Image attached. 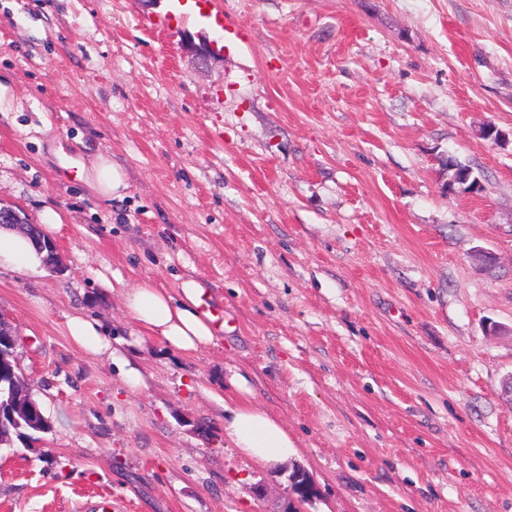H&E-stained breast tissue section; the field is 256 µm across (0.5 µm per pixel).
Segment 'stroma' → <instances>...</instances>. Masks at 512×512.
I'll list each match as a JSON object with an SVG mask.
<instances>
[{"label":"stroma","instance_id":"stroma-1","mask_svg":"<svg viewBox=\"0 0 512 512\" xmlns=\"http://www.w3.org/2000/svg\"><path fill=\"white\" fill-rule=\"evenodd\" d=\"M217 2L223 26L145 29L170 0H0V202L66 216L56 267L0 270V315L67 416L0 447V512H512V335L486 332L512 326V0ZM100 154L123 199L67 177ZM104 270L197 279L223 340L135 335ZM76 309L118 360L72 344ZM232 371L298 443L278 470L224 434Z\"/></svg>","mask_w":512,"mask_h":512}]
</instances>
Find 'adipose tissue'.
I'll return each mask as SVG.
<instances>
[{"label":"adipose tissue","mask_w":512,"mask_h":512,"mask_svg":"<svg viewBox=\"0 0 512 512\" xmlns=\"http://www.w3.org/2000/svg\"><path fill=\"white\" fill-rule=\"evenodd\" d=\"M99 198L110 201L124 198L129 185L123 168L106 156H98L84 177ZM46 254L39 251L23 232L0 228V268L25 278L40 271ZM103 285L118 294L139 331L163 339L185 355H193L217 345L224 328L202 308L204 290L193 279H185L173 290L149 278L127 283L122 278H103ZM71 341L95 357L112 356V342L102 324L81 310L66 317ZM225 389L233 396L226 401L224 432L240 455L252 464L276 469L297 451V442L272 413L253 401V389L239 373L227 377Z\"/></svg>","instance_id":"adipose-tissue-1"}]
</instances>
